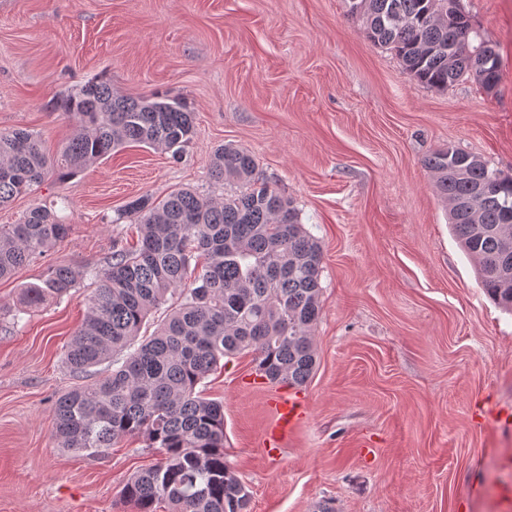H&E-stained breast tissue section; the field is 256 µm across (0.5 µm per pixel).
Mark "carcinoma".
Instances as JSON below:
<instances>
[{
	"instance_id": "obj_1",
	"label": "carcinoma",
	"mask_w": 512,
	"mask_h": 512,
	"mask_svg": "<svg viewBox=\"0 0 512 512\" xmlns=\"http://www.w3.org/2000/svg\"><path fill=\"white\" fill-rule=\"evenodd\" d=\"M366 37L393 53L417 83L445 91L467 77L486 91L500 78L495 47L482 39L461 0H347ZM453 6L456 20L448 17ZM467 42L465 55L448 49ZM57 106L75 123L55 158L34 133L0 134V206L34 190L48 173L73 177L131 143L181 157L193 135V113L179 98H131L94 78L60 94ZM462 173L450 174L456 160ZM436 192L450 205L449 224L475 260L481 288L512 310V175L454 147L424 159ZM249 151L215 150L212 176L239 186L217 201L183 188L126 206L136 216V246L114 245L100 268L87 271L95 288L85 317L66 348L79 371L107 365L101 378L56 401L55 437L64 448L102 455L124 438H141L155 464L126 483L136 512H247L246 485L224 459V407L198 386L221 361L254 355L260 376L302 386L316 367L312 329L322 312L318 242L300 223L293 200L260 178ZM492 191L473 196L479 184ZM64 218L44 206L17 224L0 226V279L46 255L69 234ZM69 265L47 267L25 290L37 306L61 298L83 275ZM177 305L154 335L138 341L147 317L168 297ZM138 344L135 351L127 349Z\"/></svg>"
}]
</instances>
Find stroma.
Returning a JSON list of instances; mask_svg holds the SVG:
<instances>
[{
  "mask_svg": "<svg viewBox=\"0 0 512 512\" xmlns=\"http://www.w3.org/2000/svg\"><path fill=\"white\" fill-rule=\"evenodd\" d=\"M462 4L501 56L494 91L419 85L345 0H0V133L34 131L56 155L73 125L55 100L93 78L182 97L195 125L181 159L134 145L0 208V225L46 203L71 226L0 279V512H135L122 490L156 461L142 439L89 456L53 438L56 399L86 382L64 353L90 280L29 309L22 290L135 243L132 199L233 193L211 175L225 144L255 155L322 247L307 415L280 455L264 450L267 401L286 385L249 354L203 384L249 512H512V313L481 288L424 165L450 145L512 173V0Z\"/></svg>",
  "mask_w": 512,
  "mask_h": 512,
  "instance_id": "35a3bbf8",
  "label": "stroma"
}]
</instances>
